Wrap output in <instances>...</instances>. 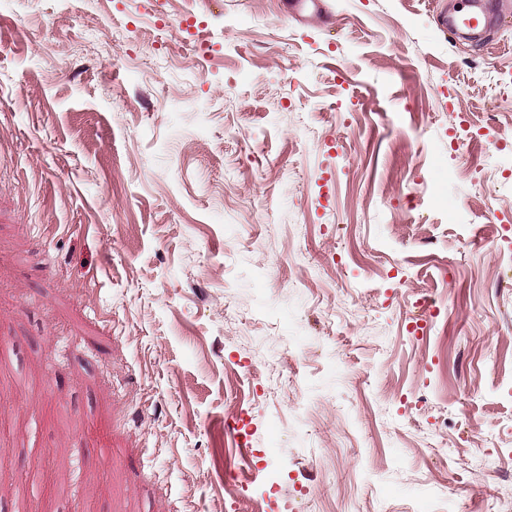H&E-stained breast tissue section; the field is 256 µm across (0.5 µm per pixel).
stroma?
I'll list each match as a JSON object with an SVG mask.
<instances>
[{
    "label": "stroma",
    "mask_w": 512,
    "mask_h": 512,
    "mask_svg": "<svg viewBox=\"0 0 512 512\" xmlns=\"http://www.w3.org/2000/svg\"><path fill=\"white\" fill-rule=\"evenodd\" d=\"M0 0V512H512V0ZM462 2L464 5L459 10L458 16L449 20L448 27L457 29L464 25L475 30L486 17L487 3L484 0H462Z\"/></svg>",
    "instance_id": "stroma-1"
}]
</instances>
